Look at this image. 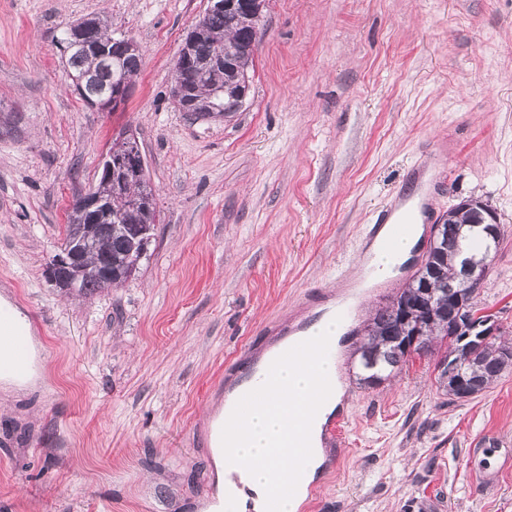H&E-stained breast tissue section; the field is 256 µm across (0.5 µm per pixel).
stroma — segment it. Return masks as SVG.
<instances>
[{"label": "stroma", "instance_id": "stroma-1", "mask_svg": "<svg viewBox=\"0 0 512 512\" xmlns=\"http://www.w3.org/2000/svg\"><path fill=\"white\" fill-rule=\"evenodd\" d=\"M209 0H0V296L37 316L40 376L0 402V512H208L197 429L351 278L373 209L433 142L434 216L488 203L501 240L480 301L512 336V0H266L245 105L193 121L173 65ZM143 65L116 112L74 93L58 39L91 14ZM159 222L125 283L66 294L45 270L120 132ZM337 359L348 416L299 512H512V371L449 400L411 355L374 389Z\"/></svg>", "mask_w": 512, "mask_h": 512}]
</instances>
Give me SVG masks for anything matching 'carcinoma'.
<instances>
[{
	"instance_id": "carcinoma-1",
	"label": "carcinoma",
	"mask_w": 512,
	"mask_h": 512,
	"mask_svg": "<svg viewBox=\"0 0 512 512\" xmlns=\"http://www.w3.org/2000/svg\"><path fill=\"white\" fill-rule=\"evenodd\" d=\"M89 22L83 33L89 50L68 52L65 59L68 75L86 78L84 91L78 93L86 103L95 94L112 89L116 74L104 63L101 54L119 52L123 41L112 35L102 18L91 17ZM197 28L200 33L191 59L177 57L182 65L181 75L198 99L224 89L221 106L228 117L239 111L235 92L240 79L254 69L255 50L250 48L253 21L245 12L229 15L212 11L200 19ZM219 51L235 61V69L197 67ZM96 188L110 201L111 214L99 215L95 233L80 245L74 243L71 225H65L60 246L62 251L77 252L79 264L89 268L76 278L60 272L68 291L85 295L122 284L137 272L154 236L157 219L153 194L131 199L138 191L136 185L115 195L112 183L100 178ZM485 217L486 212L478 206L448 211L439 235L427 251V263L418 268L402 289L379 305L364 326L363 338L355 351L362 369L359 385L374 388L385 383L402 369L411 355H426L436 343L446 344L436 369L440 387L452 400L478 394L509 370L512 359H507V353H512V346L494 336L468 351L463 348L457 351L453 348L456 338L450 332L451 323L459 313L475 315L482 311L476 302L477 292L460 298L452 293L460 273L452 260L460 254L462 242ZM498 244L499 241L485 237L472 254L476 261L483 263L486 272L490 270L492 253Z\"/></svg>"
}]
</instances>
